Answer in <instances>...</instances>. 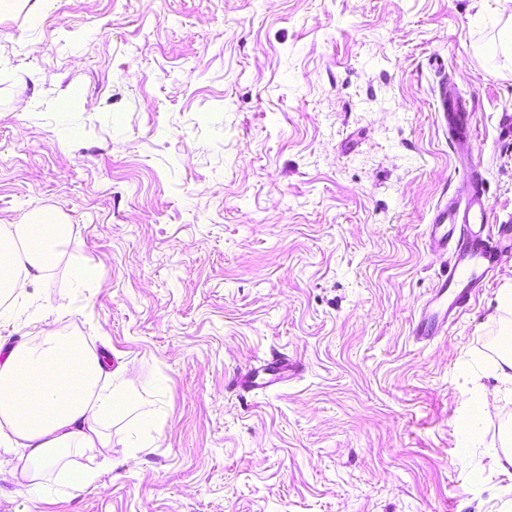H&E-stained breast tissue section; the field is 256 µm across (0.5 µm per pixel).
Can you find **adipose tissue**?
<instances>
[{
  "label": "adipose tissue",
  "instance_id": "ef3b65f1",
  "mask_svg": "<svg viewBox=\"0 0 512 512\" xmlns=\"http://www.w3.org/2000/svg\"><path fill=\"white\" fill-rule=\"evenodd\" d=\"M72 227L59 214H31L23 223L0 225V298H19L57 264L69 244ZM59 307L40 319L38 343L7 346L0 339V482L22 481L31 501L52 490L81 491L99 475L91 461L111 442L105 432L112 416L130 405L125 372L109 368L104 354L83 337L57 327ZM494 389H480L459 428L460 447L469 451L481 423L499 412L512 387V355L493 368Z\"/></svg>",
  "mask_w": 512,
  "mask_h": 512
}]
</instances>
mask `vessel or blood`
<instances>
[{
  "mask_svg": "<svg viewBox=\"0 0 512 512\" xmlns=\"http://www.w3.org/2000/svg\"><path fill=\"white\" fill-rule=\"evenodd\" d=\"M439 105L456 156L455 172L467 192L463 198L439 201L427 226L426 246L432 254L450 253L435 288L421 305L412 333L430 341L447 334L449 326L468 306L475 288L493 278L500 257L512 253V225L491 221L488 189L470 160L466 140L473 117L465 98L451 83L440 88ZM287 361H276L263 370L246 371L237 384L248 391L269 388L286 381Z\"/></svg>",
  "mask_w": 512,
  "mask_h": 512,
  "instance_id": "vessel-or-blood-1",
  "label": "vessel or blood"
}]
</instances>
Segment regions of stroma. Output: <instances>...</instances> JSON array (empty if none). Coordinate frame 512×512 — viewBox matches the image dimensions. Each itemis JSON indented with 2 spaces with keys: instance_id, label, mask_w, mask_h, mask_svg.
I'll return each mask as SVG.
<instances>
[{
  "instance_id": "obj_1",
  "label": "stroma",
  "mask_w": 512,
  "mask_h": 512,
  "mask_svg": "<svg viewBox=\"0 0 512 512\" xmlns=\"http://www.w3.org/2000/svg\"><path fill=\"white\" fill-rule=\"evenodd\" d=\"M498 12L41 0L0 19V225L54 210L72 226L49 275L0 304V337L35 345L33 320L64 304L62 332L122 364L138 402L98 485L34 504L0 483V512H512L496 456L512 402L458 451L473 375L496 384L512 257L447 335L412 334L442 266L430 212L459 189L441 81L472 100L492 221H512ZM78 262L100 278L74 282ZM276 354L288 381L231 388Z\"/></svg>"
}]
</instances>
